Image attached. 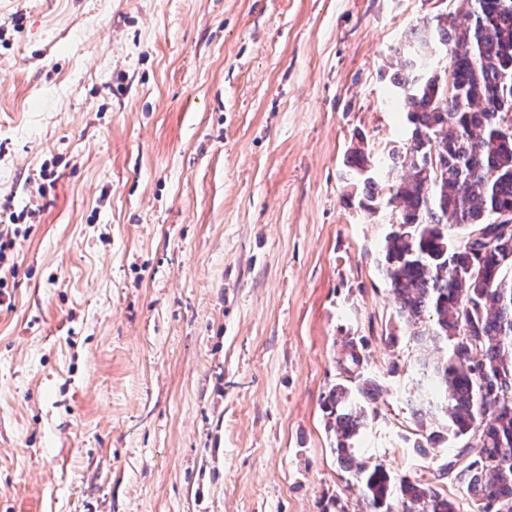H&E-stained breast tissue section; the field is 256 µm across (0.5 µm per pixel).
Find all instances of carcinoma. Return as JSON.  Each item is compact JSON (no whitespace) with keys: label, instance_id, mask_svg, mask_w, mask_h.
<instances>
[{"label":"carcinoma","instance_id":"obj_1","mask_svg":"<svg viewBox=\"0 0 512 512\" xmlns=\"http://www.w3.org/2000/svg\"><path fill=\"white\" fill-rule=\"evenodd\" d=\"M456 2L470 25L458 29L451 11L424 19L391 78L412 144L387 156L389 170L405 174L389 187L400 218L385 238L382 271L412 336L448 346L447 358L417 362L421 382L444 396L428 401L417 422L425 439L455 444L434 478L461 484L474 512H512V232L495 228L512 215V0ZM438 47L448 56L442 78L432 70ZM346 166L360 205L371 209L379 195L373 157L356 147ZM361 365L348 342L344 370L357 387L335 384L324 411L362 512H459L432 482L356 460L353 443L380 394ZM460 458L469 459L462 470Z\"/></svg>","mask_w":512,"mask_h":512}]
</instances>
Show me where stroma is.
<instances>
[{
  "label": "stroma",
  "mask_w": 512,
  "mask_h": 512,
  "mask_svg": "<svg viewBox=\"0 0 512 512\" xmlns=\"http://www.w3.org/2000/svg\"><path fill=\"white\" fill-rule=\"evenodd\" d=\"M455 0H0V512H360L322 398L356 342L359 460L450 449L361 208L411 129L390 76ZM346 166L354 176L355 182L351 183L353 191L357 193L359 187L362 186L359 204L368 210L372 209L371 205L376 202L379 195L378 183L371 175V171L376 168L373 157L361 147H356L348 154Z\"/></svg>",
  "instance_id": "stroma-1"
}]
</instances>
